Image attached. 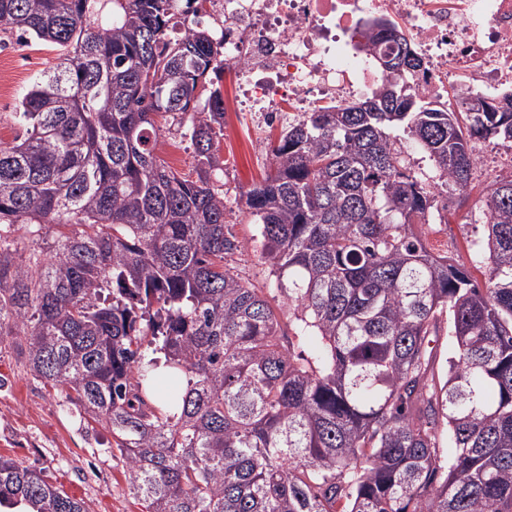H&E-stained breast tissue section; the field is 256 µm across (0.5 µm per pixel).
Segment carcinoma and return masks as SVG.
Wrapping results in <instances>:
<instances>
[{
	"label": "carcinoma",
	"instance_id": "obj_1",
	"mask_svg": "<svg viewBox=\"0 0 512 512\" xmlns=\"http://www.w3.org/2000/svg\"><path fill=\"white\" fill-rule=\"evenodd\" d=\"M176 2L0 0V31L59 51L16 106L23 134L0 142V343L21 337L26 369L111 429L146 512H512V175L479 199L484 287L415 231L439 196L469 200L473 140L512 142V93L495 112L429 102L406 39L363 33L369 51L399 45L385 82L288 124L245 192L275 306L226 265L239 245L211 181L224 95L209 78L224 40L197 20L176 31ZM399 56L410 68L386 67ZM170 115L189 116L193 177L156 152ZM399 127L434 186L405 166ZM2 506L87 512L1 456Z\"/></svg>",
	"mask_w": 512,
	"mask_h": 512
}]
</instances>
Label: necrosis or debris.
<instances>
[{"label": "necrosis or debris", "instance_id": "necrosis-or-debris-1", "mask_svg": "<svg viewBox=\"0 0 512 512\" xmlns=\"http://www.w3.org/2000/svg\"><path fill=\"white\" fill-rule=\"evenodd\" d=\"M224 65L237 69L254 112L333 110L385 78L359 33L385 20L425 66L413 83L428 100L448 84L462 96L512 89V0H215Z\"/></svg>", "mask_w": 512, "mask_h": 512}]
</instances>
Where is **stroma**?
<instances>
[{"label": "stroma", "mask_w": 512, "mask_h": 512, "mask_svg": "<svg viewBox=\"0 0 512 512\" xmlns=\"http://www.w3.org/2000/svg\"><path fill=\"white\" fill-rule=\"evenodd\" d=\"M57 52L44 44L17 42L0 36V142H12L18 132L12 114L31 82L54 66ZM282 130L266 123L259 112H228L217 137L224 170L217 186L226 199L227 231L239 242L240 253L229 258L235 273L259 288L272 287L271 267L261 257L259 226L245 204V193L269 169V151ZM178 120H167L159 139V153L177 171L192 173L197 157L181 136ZM487 219L477 200L465 207L448 206L447 222L431 216L421 228L429 247L448 251L478 283L487 275L478 269L469 249L481 236ZM0 456L41 470L48 483L82 500L88 512H145L129 493L128 466L112 446L104 426L88 427L58 388L34 378L22 365L16 340L0 343Z\"/></svg>", "instance_id": "35a3bbf8"}]
</instances>
